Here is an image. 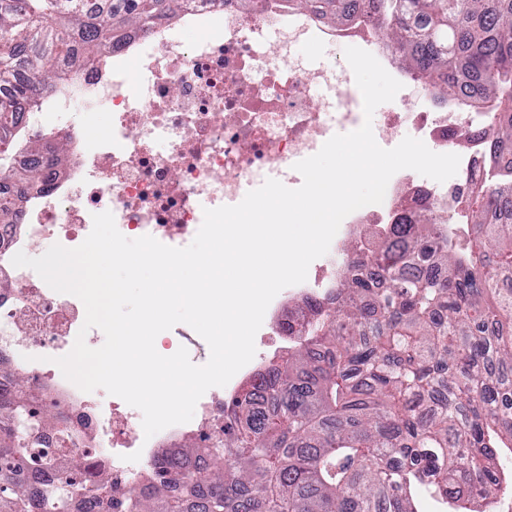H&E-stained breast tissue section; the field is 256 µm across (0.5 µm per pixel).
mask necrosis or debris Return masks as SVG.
I'll list each match as a JSON object with an SVG mask.
<instances>
[{
  "instance_id": "obj_1",
  "label": "necrosis or debris",
  "mask_w": 512,
  "mask_h": 512,
  "mask_svg": "<svg viewBox=\"0 0 512 512\" xmlns=\"http://www.w3.org/2000/svg\"><path fill=\"white\" fill-rule=\"evenodd\" d=\"M179 28L202 36L186 43L175 34ZM271 31L277 35L272 45L266 42ZM314 40L369 50L385 69L398 67L396 54L380 44L368 0H355L349 15L332 24L315 8L288 0H187L177 17L148 32L129 31L105 60L24 112L21 128L34 141L66 144L63 163L0 142V154L14 167L42 171L36 183L0 180V206L15 215L12 223L0 222V393L11 389L7 373L18 374L39 403L61 417L78 438L76 454H90L109 479L112 512H124L123 490L142 478L160 448L209 446L224 426V395L237 389V379L210 388L191 421L145 437L134 407L81 391L55 363L77 335L98 345L95 332L81 330V302L11 259L44 240L79 246L93 215L107 210L127 238L150 235L184 247L198 232L204 209L239 201L267 178L300 185L295 163L317 153L336 128L361 120L348 68H311L297 56V48ZM130 62L140 83L125 75ZM400 81L418 87L430 106L380 113L379 138L391 143L409 135L434 148L456 144L458 173L443 183L395 174L383 202L353 212V221L412 223L430 209L460 223L463 195L485 177V143L477 130L491 115L438 100L420 75L404 72ZM75 105L108 108L111 128L91 135L65 122Z\"/></svg>"
}]
</instances>
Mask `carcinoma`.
<instances>
[{
    "instance_id": "obj_1",
    "label": "carcinoma",
    "mask_w": 512,
    "mask_h": 512,
    "mask_svg": "<svg viewBox=\"0 0 512 512\" xmlns=\"http://www.w3.org/2000/svg\"><path fill=\"white\" fill-rule=\"evenodd\" d=\"M317 2L329 21L347 0ZM184 0H0V140L18 138L25 101L120 41L149 30ZM383 44L441 97L474 93L494 112L483 129L491 155L512 154V0H376ZM26 68L30 78H19ZM26 183L0 157V179ZM463 243L436 233V215L396 224L367 264L340 270L333 302L306 296L310 320L280 362L258 370L224 403V437L211 448H163L151 485H130L127 512H419V494L445 512H494L512 493V168H494L472 198ZM26 404L51 420L16 382ZM59 449L30 448L0 422V512H65L109 482L73 457L64 475L34 495L29 475L58 468Z\"/></svg>"
}]
</instances>
